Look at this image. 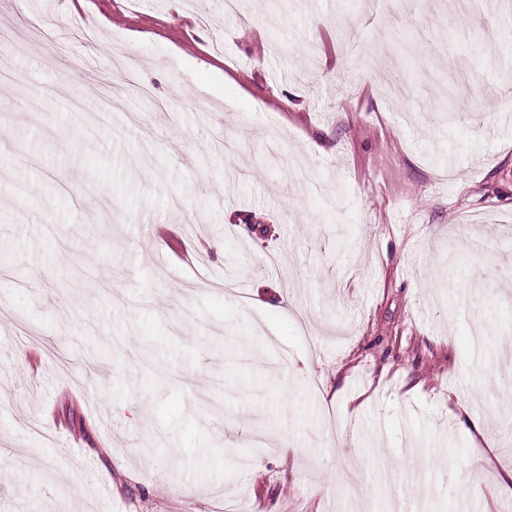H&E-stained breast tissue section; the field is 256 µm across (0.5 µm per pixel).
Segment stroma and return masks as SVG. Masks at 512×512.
<instances>
[{
	"mask_svg": "<svg viewBox=\"0 0 512 512\" xmlns=\"http://www.w3.org/2000/svg\"><path fill=\"white\" fill-rule=\"evenodd\" d=\"M510 33L512 0H0V512L512 505Z\"/></svg>",
	"mask_w": 512,
	"mask_h": 512,
	"instance_id": "35a3bbf8",
	"label": "stroma"
}]
</instances>
